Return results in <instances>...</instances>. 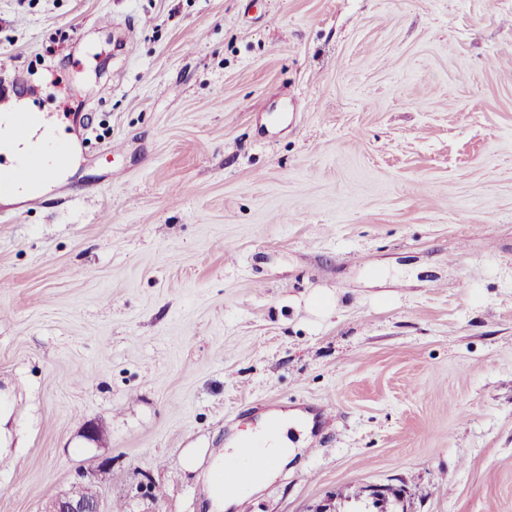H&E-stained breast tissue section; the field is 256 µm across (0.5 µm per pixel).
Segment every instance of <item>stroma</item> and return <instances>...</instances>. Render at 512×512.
Returning <instances> with one entry per match:
<instances>
[{"mask_svg": "<svg viewBox=\"0 0 512 512\" xmlns=\"http://www.w3.org/2000/svg\"><path fill=\"white\" fill-rule=\"evenodd\" d=\"M14 75L92 132L0 203V512H211L292 410L234 512H512V0H0ZM297 422L295 412L288 414L284 412L278 423V427L270 438L268 448H265L268 455L272 458L273 463L269 466L258 468L259 465L268 462L267 458L261 454L259 448L261 445H253L242 448L240 453L235 456L240 450L239 446L245 445L244 443L250 441H259L267 438L265 435H250L242 441L238 436H234L227 443V448H224V454L220 455L224 459L225 466L214 476V485L221 491L225 492L227 489L239 486L241 481L248 477L252 471H255L249 483L238 489L237 492L228 493L227 495L215 494L213 489L209 490L210 497L213 505L217 510L230 509L239 505L241 500L247 496L260 491L272 476L279 470L286 466L296 456V448H288V426ZM258 468V469H257ZM95 472L82 474V480L75 485L80 493L72 489L51 498L44 506L43 512H105L99 494L95 489Z\"/></svg>", "mask_w": 512, "mask_h": 512, "instance_id": "obj_1", "label": "stroma"}]
</instances>
